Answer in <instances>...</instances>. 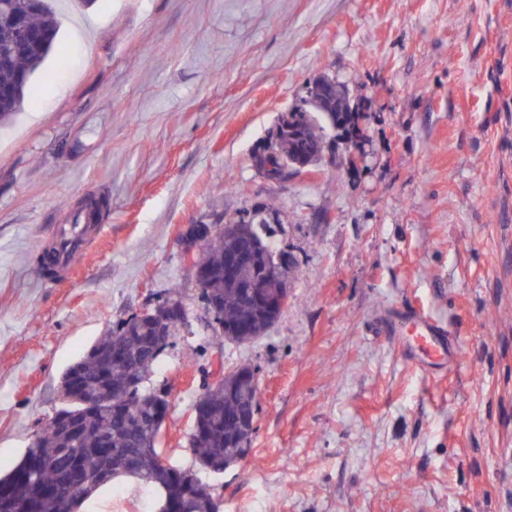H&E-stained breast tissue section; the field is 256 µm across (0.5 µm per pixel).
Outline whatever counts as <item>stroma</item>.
<instances>
[{
  "label": "stroma",
  "instance_id": "stroma-1",
  "mask_svg": "<svg viewBox=\"0 0 512 512\" xmlns=\"http://www.w3.org/2000/svg\"><path fill=\"white\" fill-rule=\"evenodd\" d=\"M58 43L0 129V469L59 405L64 370L178 290L193 316L156 369L161 448L190 467L208 361L255 367L249 454L202 473L220 512H512V0H57ZM328 75L362 115L315 174L253 155ZM110 211L65 278L34 257L79 203ZM274 200L289 298L219 345L181 253L190 224ZM418 313L457 365L385 334ZM117 479L83 512H154Z\"/></svg>",
  "mask_w": 512,
  "mask_h": 512
}]
</instances>
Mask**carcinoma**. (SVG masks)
<instances>
[{"label": "carcinoma", "instance_id": "1", "mask_svg": "<svg viewBox=\"0 0 512 512\" xmlns=\"http://www.w3.org/2000/svg\"><path fill=\"white\" fill-rule=\"evenodd\" d=\"M52 0L29 15L31 27L46 43V50L23 49L0 65V88L15 85L22 74L34 75L54 48L59 32L54 20ZM307 107L291 112L279 123L272 149L289 163L309 170L323 158L328 130L348 138H362L349 96L318 77ZM32 90L27 82L18 98L0 105V126L6 125L21 109ZM109 210L104 196L87 200L80 208L85 223L99 221ZM217 233L207 242L192 266L204 273L201 299L223 312L211 326L217 339L227 344L244 345L266 335L281 311L258 307L255 293L264 299L276 297L286 279L291 259L273 246L274 229L269 224H244L240 232ZM161 323L175 337L188 329L184 319L171 322L162 307L143 317L131 316L112 325L107 336L94 343L71 363L60 382L62 406L56 414L70 420L76 431L61 427L50 419L20 461L0 475V503L9 507L0 512H23L32 487L57 482L73 463L90 477L108 473L111 479L132 478L144 483L157 500L169 496L165 512H220L218 499L202 482L198 471L212 472L238 455H246L254 434L259 387L258 372L250 365H239L222 372L223 380L208 385L196 397L192 410L206 408L193 421L190 434L195 466H163L157 444L163 423L155 419L157 403L168 396L164 390H148L150 379L165 348L157 346L154 326ZM103 484L95 482L65 500H53L49 512H78L82 503Z\"/></svg>", "mask_w": 512, "mask_h": 512}]
</instances>
